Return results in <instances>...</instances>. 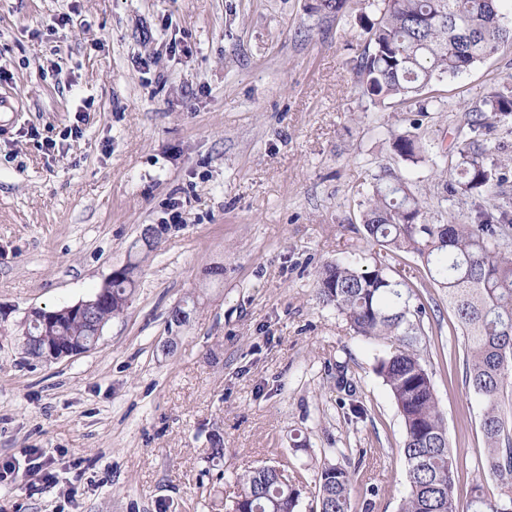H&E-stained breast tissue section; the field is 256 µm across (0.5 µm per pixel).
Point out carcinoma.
I'll return each mask as SVG.
<instances>
[{
	"instance_id": "carcinoma-1",
	"label": "carcinoma",
	"mask_w": 512,
	"mask_h": 512,
	"mask_svg": "<svg viewBox=\"0 0 512 512\" xmlns=\"http://www.w3.org/2000/svg\"><path fill=\"white\" fill-rule=\"evenodd\" d=\"M504 0H315L314 10L343 16L360 7L366 42L358 60L355 86L372 101L405 104L426 96L420 111H443L445 100L434 85L459 76L477 62L512 47V28L502 22ZM512 119V90H492L467 108L457 128L459 160L445 169L442 200L458 194L473 199L467 221L434 224L417 197L393 169L377 176L362 214L365 239L372 247L404 252L420 259L430 283L444 290L465 339L468 390L483 403L481 429L487 471L500 482L498 496L482 485L471 489L466 507L455 496L459 460L449 447L445 414L432 376L419 354L425 330L424 305L411 308L415 285L391 277L386 267H359L350 254L322 266L317 294L336 309L353 332L386 344L376 372L393 396L405 427L403 456L408 489L400 512H501L512 504V422L503 408L512 390V202L503 196L505 175L490 157L488 135ZM391 149L402 163L417 164L427 151L419 137L392 135ZM138 265L129 263L109 284V300L83 321L62 317L55 324L65 345L93 334V324L124 315L136 290ZM25 327L20 341L31 359L43 347ZM278 461L236 476L239 487L232 512H299L302 489L285 476ZM358 468L328 463L320 470L310 512H353L352 492Z\"/></svg>"
}]
</instances>
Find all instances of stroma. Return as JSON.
Here are the masks:
<instances>
[{"instance_id":"stroma-1","label":"stroma","mask_w":512,"mask_h":512,"mask_svg":"<svg viewBox=\"0 0 512 512\" xmlns=\"http://www.w3.org/2000/svg\"><path fill=\"white\" fill-rule=\"evenodd\" d=\"M312 3L0 0V93L22 100L0 136V512H228L237 474L269 460L310 490L324 463H359L354 512H398L405 432L375 372L383 348L316 289L320 268L355 249L417 285L421 357L463 463L457 497L478 483L499 493L447 297L361 227L387 167L432 222L466 220L470 198L439 200L435 161L463 107L512 85V48L444 80L446 111L422 115L360 96L362 29ZM414 130L429 161L395 163L391 135ZM146 227L158 245L97 349L25 357L29 311L89 298ZM213 433L223 458L208 453ZM46 456L52 485L27 471Z\"/></svg>"}]
</instances>
